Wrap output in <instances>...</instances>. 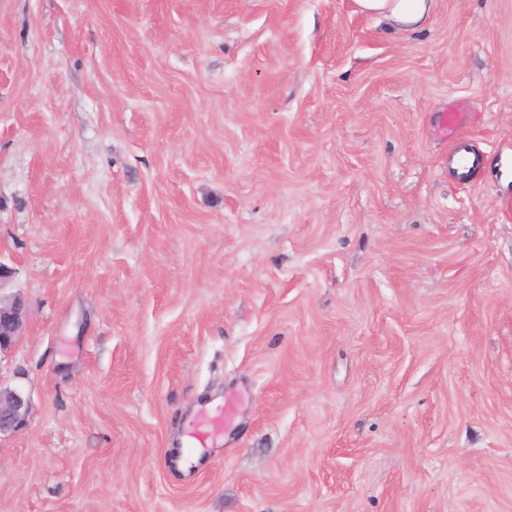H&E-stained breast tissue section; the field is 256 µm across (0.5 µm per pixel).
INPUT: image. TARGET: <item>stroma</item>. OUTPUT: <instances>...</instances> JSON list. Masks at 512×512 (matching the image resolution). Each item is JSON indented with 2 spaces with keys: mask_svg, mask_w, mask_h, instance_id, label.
<instances>
[{
  "mask_svg": "<svg viewBox=\"0 0 512 512\" xmlns=\"http://www.w3.org/2000/svg\"><path fill=\"white\" fill-rule=\"evenodd\" d=\"M506 165L512 0H0V512H512ZM436 0H354L359 12L384 22L393 32H414L427 26ZM8 278L9 270L0 263V360L12 352L29 322L28 303L22 293L16 291L2 296ZM31 410L30 396L23 388L0 383V437L23 429L29 421ZM224 408H218L211 414L208 411H200L197 419V440L204 446V443L214 436L222 425Z\"/></svg>",
  "mask_w": 512,
  "mask_h": 512,
  "instance_id": "obj_1",
  "label": "stroma"
}]
</instances>
